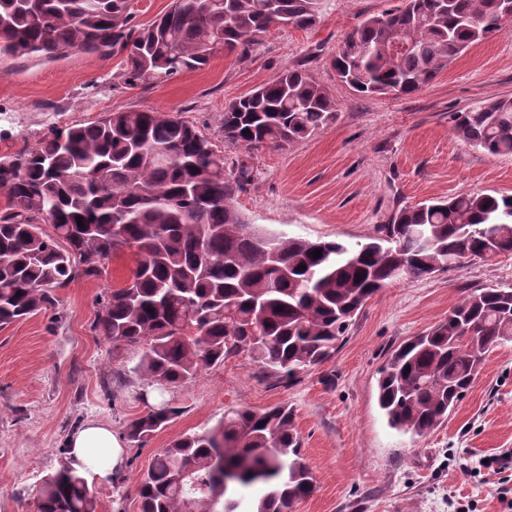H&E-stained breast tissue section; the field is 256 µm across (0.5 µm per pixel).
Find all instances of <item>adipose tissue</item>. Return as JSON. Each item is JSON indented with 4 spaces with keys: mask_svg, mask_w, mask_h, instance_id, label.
Instances as JSON below:
<instances>
[{
    "mask_svg": "<svg viewBox=\"0 0 512 512\" xmlns=\"http://www.w3.org/2000/svg\"><path fill=\"white\" fill-rule=\"evenodd\" d=\"M69 465L87 482L120 478L125 470L126 449L107 426L90 422L67 439Z\"/></svg>",
    "mask_w": 512,
    "mask_h": 512,
    "instance_id": "ef3b65f1",
    "label": "adipose tissue"
}]
</instances>
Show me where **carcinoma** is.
<instances>
[{
    "label": "carcinoma",
    "instance_id": "obj_1",
    "mask_svg": "<svg viewBox=\"0 0 512 512\" xmlns=\"http://www.w3.org/2000/svg\"><path fill=\"white\" fill-rule=\"evenodd\" d=\"M348 34L331 66L363 95H408L468 47L497 36L501 0H404ZM321 0H173L147 29L128 0H0V56L55 58L75 49L127 51L126 81L160 84L205 65L217 49L238 61L274 29L317 24ZM336 119L331 94L292 68L224 107V139L248 150L297 143ZM456 135L512 155V98L455 113ZM244 164L189 122L148 110L109 112L56 128L30 150L0 156V326L55 305L53 290L100 275L130 251L94 330L143 346L136 371L178 386L246 353L291 380L335 352L350 320L379 290L447 269L486 249L512 254V195L466 193L398 209L366 243L264 234L235 205ZM82 218L84 226L77 224ZM51 226V231L42 224ZM320 249L315 258L312 251ZM305 269H299V266ZM512 340V288L476 289L430 332L393 350L377 380L391 427L422 437L448 419L487 353ZM410 372H404L405 367ZM176 411L131 421L142 444ZM315 479L286 404L234 409L172 441L140 477V512H292ZM37 512H98L86 480L63 462L42 479Z\"/></svg>",
    "mask_w": 512,
    "mask_h": 512
}]
</instances>
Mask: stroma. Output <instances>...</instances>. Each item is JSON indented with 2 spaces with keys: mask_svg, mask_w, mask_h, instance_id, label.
I'll return each mask as SVG.
<instances>
[{
  "mask_svg": "<svg viewBox=\"0 0 512 512\" xmlns=\"http://www.w3.org/2000/svg\"><path fill=\"white\" fill-rule=\"evenodd\" d=\"M401 4L322 0L315 27L274 31L243 63L216 52L203 67L158 85H129L120 51L2 57L0 156L108 112H172L228 163L250 167L252 182L236 205L252 226L312 241H367L396 210L430 198L511 195L512 156L469 146L455 135L451 115L512 97V19L418 92L366 96L337 78L330 59L348 33ZM289 68L308 70L330 92L335 121L283 149L249 152L225 141V105ZM133 266L123 254L101 277L57 289L53 308L0 328V512H34L36 489L66 460L75 429L97 421L122 435L162 401L177 417L148 442L126 443L123 476L91 486L98 512H139L137 483L173 439L216 425L228 410L279 403L294 409L317 485L295 512H512V342L487 356L453 414L423 437L392 429L377 399L378 371L404 340L445 320L463 292L512 287V254L383 288L353 318L333 357L290 382L243 353L163 389L136 373L140 346L92 328Z\"/></svg>",
  "mask_w": 512,
  "mask_h": 512,
  "instance_id": "obj_1",
  "label": "stroma"
}]
</instances>
